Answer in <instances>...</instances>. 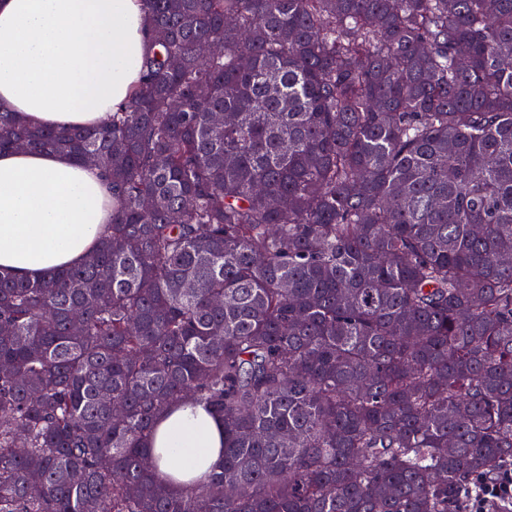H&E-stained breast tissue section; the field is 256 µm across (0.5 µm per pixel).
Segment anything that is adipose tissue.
<instances>
[{"label": "adipose tissue", "instance_id": "obj_1", "mask_svg": "<svg viewBox=\"0 0 512 512\" xmlns=\"http://www.w3.org/2000/svg\"><path fill=\"white\" fill-rule=\"evenodd\" d=\"M141 0H0V108L64 129L105 123L142 76ZM112 222L103 170L53 151L0 152V267L40 279L84 262ZM224 422L186 399L153 431L160 472L203 478L224 457Z\"/></svg>", "mask_w": 512, "mask_h": 512}]
</instances>
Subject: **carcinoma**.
<instances>
[{"label": "carcinoma", "instance_id": "carcinoma-1", "mask_svg": "<svg viewBox=\"0 0 512 512\" xmlns=\"http://www.w3.org/2000/svg\"><path fill=\"white\" fill-rule=\"evenodd\" d=\"M143 6L105 124L0 109L115 201L82 265L0 269V512H459L512 464V0ZM185 398L224 466L177 486ZM223 447V420L190 399L175 404L160 417L150 440L158 470L185 483L220 466Z\"/></svg>", "mask_w": 512, "mask_h": 512}]
</instances>
